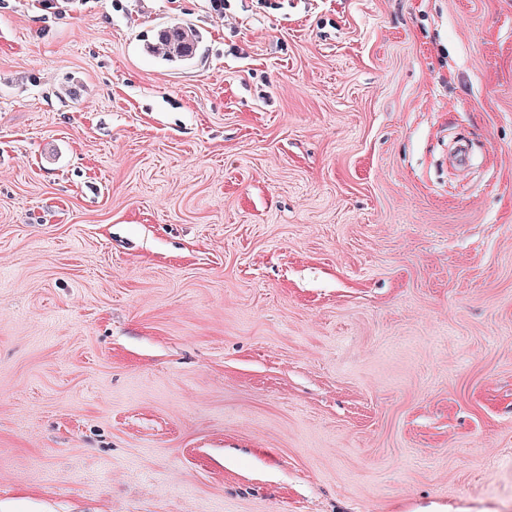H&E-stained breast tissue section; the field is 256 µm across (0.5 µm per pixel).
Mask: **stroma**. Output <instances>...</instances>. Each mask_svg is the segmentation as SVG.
<instances>
[{"label": "stroma", "instance_id": "stroma-1", "mask_svg": "<svg viewBox=\"0 0 512 512\" xmlns=\"http://www.w3.org/2000/svg\"><path fill=\"white\" fill-rule=\"evenodd\" d=\"M0 512H512V0H0ZM158 37L164 48L157 47V34L147 46V52L170 63H186L194 59L200 43L196 29L172 25L160 30Z\"/></svg>", "mask_w": 512, "mask_h": 512}]
</instances>
